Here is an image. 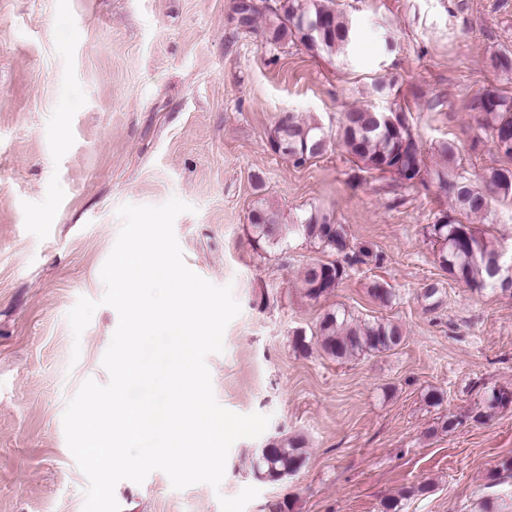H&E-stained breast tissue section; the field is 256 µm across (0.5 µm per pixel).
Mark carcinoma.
<instances>
[{
  "instance_id": "carcinoma-1",
  "label": "carcinoma",
  "mask_w": 512,
  "mask_h": 512,
  "mask_svg": "<svg viewBox=\"0 0 512 512\" xmlns=\"http://www.w3.org/2000/svg\"><path fill=\"white\" fill-rule=\"evenodd\" d=\"M234 12L239 28L247 32L262 30L266 43L274 47L300 45L313 56L332 59L347 56L353 41L352 22L336 7V0H276L265 11L238 5ZM489 66L497 72H512V51L504 49L491 54ZM395 86V79L379 76L372 79L371 91L387 97ZM472 111L491 134L512 137L511 95L487 90L474 100ZM333 138L357 168L356 179L361 172H376L389 175L401 187L435 183L447 207L439 210L427 234L438 245L440 267L469 288L509 289L505 254L488 227L495 221L492 203L512 201V166L491 167L475 182L461 166L459 147L448 140L435 146L436 161L431 168L420 158L406 112L396 107L380 110L368 104L343 112L334 135L313 116L301 118L294 112H283L268 143L276 145L274 153L301 167L323 156ZM248 221L249 240L257 249L274 248L298 236L317 249L342 256L340 260L305 268L301 284L311 300L332 294L355 266L379 260L371 247L353 246L347 225L338 223L333 214L321 209L289 224L272 205L259 200ZM479 223L484 228L477 227ZM310 339L328 356L343 360L390 350L402 342L403 336L400 327L388 320L330 310L311 334L296 332L295 349L307 351ZM303 448L305 440L295 436L254 453V477L279 482L282 476L297 472L305 463Z\"/></svg>"
}]
</instances>
